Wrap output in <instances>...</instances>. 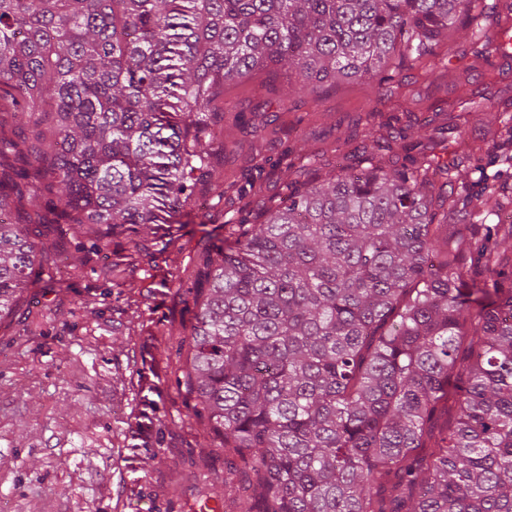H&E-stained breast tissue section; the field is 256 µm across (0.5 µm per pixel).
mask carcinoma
<instances>
[{"label": "carcinoma", "instance_id": "carcinoma-1", "mask_svg": "<svg viewBox=\"0 0 512 512\" xmlns=\"http://www.w3.org/2000/svg\"><path fill=\"white\" fill-rule=\"evenodd\" d=\"M477 2L0 0V317L48 264L30 225L134 244L224 192V84L381 83ZM473 157L290 185L209 251L185 377L248 512H512V182Z\"/></svg>", "mask_w": 512, "mask_h": 512}]
</instances>
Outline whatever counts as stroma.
<instances>
[{"label":"stroma","instance_id":"1","mask_svg":"<svg viewBox=\"0 0 512 512\" xmlns=\"http://www.w3.org/2000/svg\"><path fill=\"white\" fill-rule=\"evenodd\" d=\"M506 23L512 0H482L379 86L344 79L288 95L275 67L227 84L223 195L198 187L186 223L142 237L140 251L122 237L90 246L70 224L32 226L60 265L0 320V512H243L247 473L215 446L182 374L195 308L173 281L198 279L225 221L283 199L287 182L371 156L398 165L456 139L490 163L512 115V55L490 42ZM379 123L403 139L374 146L366 131Z\"/></svg>","mask_w":512,"mask_h":512}]
</instances>
